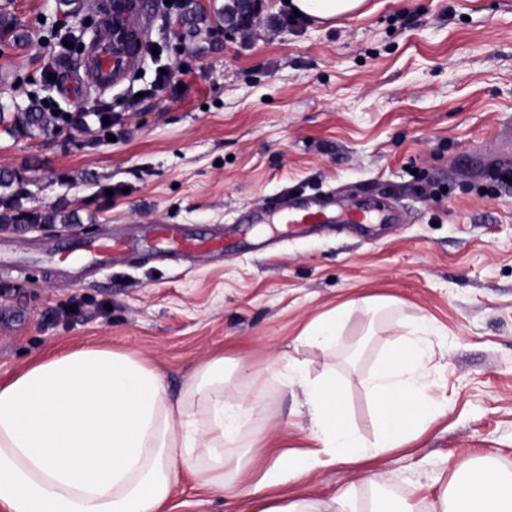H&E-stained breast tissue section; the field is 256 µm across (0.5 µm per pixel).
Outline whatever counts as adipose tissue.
I'll return each instance as SVG.
<instances>
[{
	"instance_id": "adipose-tissue-1",
	"label": "adipose tissue",
	"mask_w": 512,
	"mask_h": 512,
	"mask_svg": "<svg viewBox=\"0 0 512 512\" xmlns=\"http://www.w3.org/2000/svg\"><path fill=\"white\" fill-rule=\"evenodd\" d=\"M426 337L407 338L373 374L378 438L373 451L349 427L334 380L311 381L295 360L271 365L297 375L321 450H286L246 474L247 456L232 452L255 407L226 391L221 361L214 379L195 387L198 404L172 400L163 372L136 353L79 348L42 357L0 382V512H168L182 475L224 490L225 472L240 474L242 505L266 490L304 478L321 462L357 464L409 443L433 414L420 398ZM442 512H512V474L455 463Z\"/></svg>"
}]
</instances>
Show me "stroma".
I'll return each mask as SVG.
<instances>
[{
	"label": "stroma",
	"instance_id": "stroma-1",
	"mask_svg": "<svg viewBox=\"0 0 512 512\" xmlns=\"http://www.w3.org/2000/svg\"><path fill=\"white\" fill-rule=\"evenodd\" d=\"M181 3L155 0L137 16L148 45L103 93L65 88L97 11L0 0L24 35L0 38V104L112 114L111 126L92 118L55 139L0 131L13 214L79 218L0 226V379L51 353L107 347L159 367L177 398L223 359L227 390L261 396L241 439L257 472L273 452L316 446L300 386L272 375L273 360L335 379L348 425L370 444L367 379L422 327L424 391L439 414L365 465L314 467L301 493L319 512L344 492L361 512L387 498L440 512L451 462L511 473L512 192L470 158L493 156L512 128V0H367L364 16L332 26L290 25L282 0H264L260 25L229 34L185 23ZM161 69L171 80L159 89ZM327 191L347 204L389 193L403 221L261 233L239 222L288 194ZM160 222L223 234L225 253L114 262L78 283L60 265L15 262L83 232L135 241ZM331 313L327 354L301 334Z\"/></svg>",
	"mask_w": 512,
	"mask_h": 512
}]
</instances>
